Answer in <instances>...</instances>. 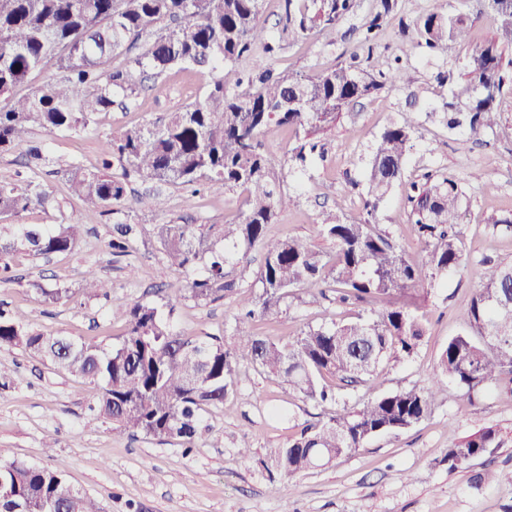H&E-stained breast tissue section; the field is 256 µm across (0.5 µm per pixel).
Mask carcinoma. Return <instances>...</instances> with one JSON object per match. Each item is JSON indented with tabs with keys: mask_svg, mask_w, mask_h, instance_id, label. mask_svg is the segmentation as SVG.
<instances>
[{
	"mask_svg": "<svg viewBox=\"0 0 512 512\" xmlns=\"http://www.w3.org/2000/svg\"><path fill=\"white\" fill-rule=\"evenodd\" d=\"M356 0H284L288 35L310 33L332 40L336 25L353 11ZM480 16L495 28V37L468 59L466 79L451 88V128L467 126L477 134L498 126L495 110L503 88H512V59L503 61L500 46H512V0H483ZM360 35V48L372 58L371 43L394 0H381ZM262 0H0V153L20 146L35 128L79 131L107 111L122 95L135 93L131 71L105 74L119 51L142 46L134 64L158 77L169 68L191 64L217 75L204 97L171 112L159 125L132 127L110 135L101 145L94 170L74 166L70 190L84 206L114 215L134 179L144 186L131 210L157 212L170 185L212 193L241 192L245 209L235 224H156L158 252L170 266L203 273L190 278L185 297L198 304L224 299L238 288L225 268L247 259L258 246L264 253L259 273L262 293L241 297L238 320H273L294 290L335 291L343 301L384 300L387 306L356 322L310 328L291 340L273 342L238 330L225 343L217 337L189 339L173 328V307L151 301L112 304L111 315L128 318L119 344L104 347L71 336H46L0 310V348H19L57 371L86 379L101 390L94 416L112 421V431L171 438L193 446L203 414L224 406L236 368L246 363L282 380L304 398L336 400L327 378L355 387L375 379L382 364L411 357L425 336V314L398 297L424 291L436 278L464 265L455 226L463 189L450 174L427 173L412 184L409 223L423 244L424 256L413 261L386 231L373 222L379 203L405 175L411 121L385 128L372 150L366 172L365 215L347 221L328 215L319 234L332 243L322 251L307 240H269L266 225L296 204L283 191L258 137L270 126L295 130L289 160L303 164L324 154L314 133L335 122L355 99L383 83L340 66L313 79L274 72L262 62L258 79L237 68L262 43L275 46L260 23ZM476 18L466 12H432L416 24V34L430 54L448 56L467 40ZM54 59L64 76L17 97L14 90ZM40 184L24 187L0 183V215L16 217L46 205ZM140 236L137 224H112L108 247L127 256ZM82 225L0 224V283L14 280L19 253L51 257L73 252ZM82 293L108 295L97 269L84 273ZM512 264L487 265L482 288L467 310L469 331L448 340L428 389L411 388L345 406L325 423L307 424L299 435L270 452L271 467L293 476L318 469L364 447L384 432L407 429L431 410L445 380L473 391L509 376L512 394ZM499 446L493 429L477 432L448 449V468H462ZM512 485L508 473H476L484 481ZM0 512H100L87 494L69 486L57 472L22 462L0 461Z\"/></svg>",
	"mask_w": 512,
	"mask_h": 512,
	"instance_id": "1",
	"label": "carcinoma"
}]
</instances>
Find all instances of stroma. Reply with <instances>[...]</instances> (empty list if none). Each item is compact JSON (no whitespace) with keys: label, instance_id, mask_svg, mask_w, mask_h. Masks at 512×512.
<instances>
[{"label":"stroma","instance_id":"35a3bbf8","mask_svg":"<svg viewBox=\"0 0 512 512\" xmlns=\"http://www.w3.org/2000/svg\"><path fill=\"white\" fill-rule=\"evenodd\" d=\"M379 0H357L353 12L336 27L333 41L312 34L284 43L272 59L278 71L314 77L339 65L387 70L401 64L408 76L387 83L351 103L336 125L324 133V158L294 168L288 160L291 132L270 128L261 150L271 161L294 207L267 225L268 238L300 237L317 249L330 250L317 225L332 213L347 219L362 216L365 174L371 148L387 126L413 118L415 129L405 158V178L380 203L375 222L389 232L412 259L422 246L409 222L407 197L412 183L428 172L455 175L465 196L456 227L468 259L465 272L437 278L428 294L413 300L426 316V334L408 360L383 364L376 381L345 389L347 404L411 387H425L438 368L450 338L465 333L463 315L482 286L485 263L512 262V235L493 231L496 218H512V90L496 101L501 123L481 137L465 127L448 128L443 120L450 101L447 74L462 78L465 63L493 39L492 26L478 19L480 0H398L383 21L372 58H353L359 34L377 11ZM460 10L476 15L468 42L455 57L427 55L414 30L416 21L435 11ZM214 78L204 67L176 66L159 79H146L136 93L115 103L84 130L35 129L31 143L41 145L50 160L38 168L26 163L25 146L0 154V181L38 182L50 196L47 206L23 213L24 224L78 222L86 233L73 253L50 259L25 254L15 258V280L0 284V308L21 315L27 327L45 335L73 336L104 346L117 344L126 321L109 317L113 302L133 304L173 299V324L190 338L232 336L236 330L233 296L200 305L177 296L185 273L162 261L147 231L169 220L181 224H230L243 207L238 193L192 194L169 186L163 212L143 213L146 234L132 255L114 256L108 246L111 216L85 209L68 194L72 165L95 169L102 139L132 126L162 122L170 112L202 97ZM96 268L111 282L110 298H87L80 290L84 272ZM70 289L67 302L46 301L40 287ZM279 320H254L248 328L272 340L339 321H351L380 310L377 302L343 303L335 293L312 297L308 290L290 294ZM0 366L16 376L0 389V459L19 460L59 473L70 486L93 498L102 512H512V487L495 483L474 486L484 469L512 470V395L489 383L474 392L447 382L430 413L416 425L370 439L357 453L330 466L294 476H270L265 462L271 448L299 434L307 423L327 421L331 405H321L290 391L281 381L252 366L238 370L233 390L221 408L210 410L194 448L177 440L113 434L107 419L95 420L100 390L89 381L54 371L15 348L0 349ZM498 432L501 445L488 449L469 467L449 469V448L484 430ZM58 447L43 446L46 437ZM249 449L242 457L241 449Z\"/></svg>","mask_w":512,"mask_h":512}]
</instances>
